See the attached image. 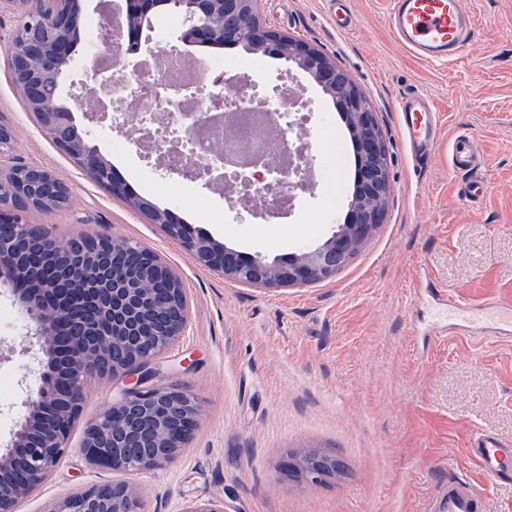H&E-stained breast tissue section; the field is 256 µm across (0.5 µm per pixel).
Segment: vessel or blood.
Segmentation results:
<instances>
[{
  "label": "vessel or blood",
  "mask_w": 512,
  "mask_h": 512,
  "mask_svg": "<svg viewBox=\"0 0 512 512\" xmlns=\"http://www.w3.org/2000/svg\"><path fill=\"white\" fill-rule=\"evenodd\" d=\"M386 22L398 41L418 58L435 63L456 62L476 30L475 16L467 0H390ZM401 129L411 159L430 161L438 146L439 115L423 94L401 97ZM455 171L471 173L484 163L482 145L472 137H457L450 146ZM449 312L473 323L478 320L512 324V305L495 304L477 311L474 305L457 298L448 305ZM471 455L481 464L488 478L512 477V444L490 433L479 434ZM429 512H483V501L467 482L449 480L431 498Z\"/></svg>",
  "instance_id": "vessel-or-blood-1"
}]
</instances>
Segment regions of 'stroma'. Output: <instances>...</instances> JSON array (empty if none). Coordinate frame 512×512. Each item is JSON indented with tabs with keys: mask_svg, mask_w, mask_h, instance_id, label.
I'll use <instances>...</instances> for the list:
<instances>
[{
	"mask_svg": "<svg viewBox=\"0 0 512 512\" xmlns=\"http://www.w3.org/2000/svg\"><path fill=\"white\" fill-rule=\"evenodd\" d=\"M477 34L457 63L420 60L384 21L388 0H351L349 30H337L329 0H261L267 26L306 41L350 73L369 100L389 150L392 193L385 219L354 260L316 284L245 286L195 265L143 214L96 184L24 107L9 73L17 14L0 13V116L15 131L17 164L50 169L71 189L68 207L32 215L56 234L86 232L149 248L180 277L190 305L183 336L160 359L159 382L195 395L202 416L170 465L123 475L92 466L81 450L87 424L125 381L95 376L70 447L49 480L17 512L46 507L79 487L117 479L140 485L144 512H181L189 500L223 501L224 512H426L449 478L468 481L485 512H512V481H492L468 450L489 432L512 444V324L463 329L439 317L460 296L480 306L512 301V0H470ZM225 84L242 94L281 91L312 104L290 133L304 145L314 186L291 210L252 214L236 196L167 171L135 144L134 126L76 121L117 174L192 235L268 259L324 242L343 223L355 151L331 98L303 71L242 46L208 51ZM427 94L441 116L431 162L417 167L398 123V101ZM478 139L486 191L463 198L466 178L448 164L452 140ZM129 145L118 151L113 140ZM0 449L26 411L42 351L0 287ZM323 448L345 463L342 479L310 487L289 479V453Z\"/></svg>",
	"mask_w": 512,
	"mask_h": 512,
	"instance_id": "obj_1",
	"label": "stroma"
}]
</instances>
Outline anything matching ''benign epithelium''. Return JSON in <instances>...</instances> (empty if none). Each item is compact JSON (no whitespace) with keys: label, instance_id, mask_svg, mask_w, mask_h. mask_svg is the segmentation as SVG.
Listing matches in <instances>:
<instances>
[{"label":"benign epithelium","instance_id":"benign-epithelium-1","mask_svg":"<svg viewBox=\"0 0 512 512\" xmlns=\"http://www.w3.org/2000/svg\"><path fill=\"white\" fill-rule=\"evenodd\" d=\"M22 13L27 29L54 35L50 62L64 75L72 61L71 33L83 15V0H47L49 12H37L31 0H0ZM260 0H125L117 15L119 35L109 40L121 71L139 72V62L126 59L124 37L134 38L161 12L183 19L180 39L186 42H247L256 53L272 48L308 73L329 94L350 123L362 163L360 196L350 203V217L323 243L286 260L242 254L209 238L186 236L169 211H157L165 232L179 241L192 261L243 285L284 288L317 283L335 275L383 224L391 192L388 168L381 164L386 143L376 113L365 103L357 83L329 56L310 44L267 29L260 20ZM43 41L27 55L10 56L11 78L27 106H47L41 126L65 154L76 152L78 166L122 198L140 199L95 150L75 149L62 137L74 113L64 101L61 83L51 94L42 88ZM14 142L11 124L0 119V158ZM70 187L38 166L0 162V224H10L13 237H0V285L9 288L33 336L46 347V369L29 388L28 414L0 453V512L36 492L50 477L68 448L72 425L85 401L84 381L93 375L129 379L131 387L86 429L82 450L91 463L116 472L147 471L173 463L198 428L201 404L177 384L153 382L156 361L182 336L190 318L189 303L174 272L154 253L138 260L104 265L92 255L66 256V270L26 288L33 271L31 255L60 252L69 244L53 228L41 230V248L22 249L25 214L43 206L46 213L63 209ZM148 279L161 288H144ZM288 469L308 485H321L340 475L334 457L309 456L303 449L288 457ZM140 490L126 482L92 485L49 506L45 512H140ZM182 512H224V504L192 501Z\"/></svg>","mask_w":512,"mask_h":512}]
</instances>
